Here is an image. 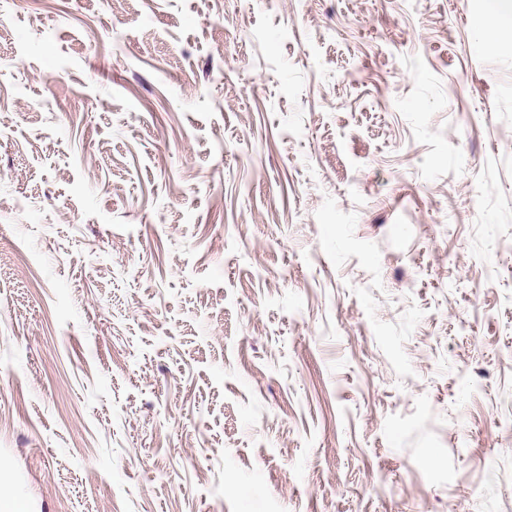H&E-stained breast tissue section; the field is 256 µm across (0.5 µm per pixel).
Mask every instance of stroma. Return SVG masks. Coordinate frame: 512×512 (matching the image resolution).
I'll use <instances>...</instances> for the list:
<instances>
[{
    "instance_id": "1",
    "label": "stroma",
    "mask_w": 512,
    "mask_h": 512,
    "mask_svg": "<svg viewBox=\"0 0 512 512\" xmlns=\"http://www.w3.org/2000/svg\"><path fill=\"white\" fill-rule=\"evenodd\" d=\"M495 0H0V512H512Z\"/></svg>"
}]
</instances>
